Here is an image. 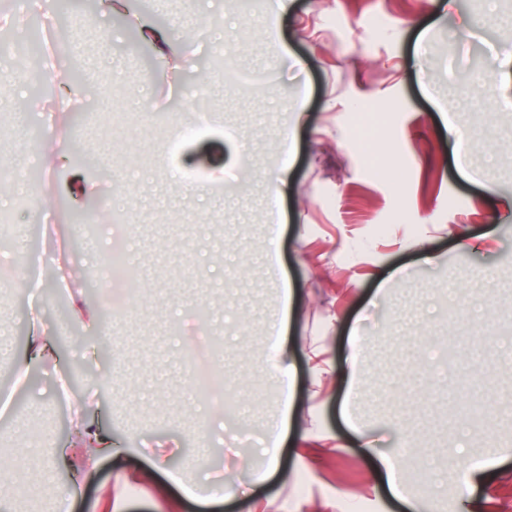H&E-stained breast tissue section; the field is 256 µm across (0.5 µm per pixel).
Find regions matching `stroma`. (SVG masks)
Returning <instances> with one entry per match:
<instances>
[{
	"instance_id": "stroma-1",
	"label": "stroma",
	"mask_w": 512,
	"mask_h": 512,
	"mask_svg": "<svg viewBox=\"0 0 512 512\" xmlns=\"http://www.w3.org/2000/svg\"><path fill=\"white\" fill-rule=\"evenodd\" d=\"M128 2L177 35L178 67L161 71L124 17L106 18L112 37L91 58L78 104L95 123L85 141L58 140L94 182L91 195L71 196L65 175L11 168L18 112L33 143L54 115L32 87L0 77V176L50 203L15 211L23 246L0 249L11 271L0 283V374L23 358L32 309L56 345L55 360L11 387L0 463L13 454L16 416L61 425L72 396L92 402L97 428L123 451L73 484L70 512L117 496L124 512H251L257 497L263 512H458L455 481L439 486L434 474L489 446L512 449V0H291L277 23L273 0ZM212 23L246 83L201 76ZM448 112L469 138L476 178L457 167ZM283 170L272 253L267 194ZM486 181L497 204L481 200ZM107 207L113 234L100 224L84 237L82 214ZM463 235L479 250L460 251ZM111 244L133 256L140 304L76 322L70 303L86 293L62 281ZM32 256L43 263L37 292L25 286ZM201 303L223 330L216 360L244 403L187 388ZM281 309L296 375L281 468L266 478V428L281 402L267 323ZM354 331L368 381L348 404L335 377H314L309 356L320 348L340 366ZM360 428L377 447L430 454L432 471L405 480L409 504L359 454ZM458 443L466 456L448 459ZM201 485L223 486V500L183 492ZM473 500L478 512H512V456Z\"/></svg>"
}]
</instances>
